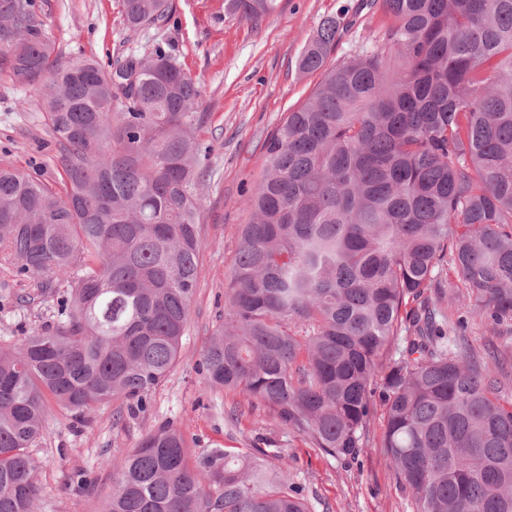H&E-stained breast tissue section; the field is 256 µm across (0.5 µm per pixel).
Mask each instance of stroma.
Wrapping results in <instances>:
<instances>
[{
    "instance_id": "35a3bbf8",
    "label": "stroma",
    "mask_w": 512,
    "mask_h": 512,
    "mask_svg": "<svg viewBox=\"0 0 512 512\" xmlns=\"http://www.w3.org/2000/svg\"><path fill=\"white\" fill-rule=\"evenodd\" d=\"M358 0H278L275 13L252 24L224 13V0H169L163 20L132 34L120 0H35L62 59L93 55L119 66L128 57L161 48L201 88L196 108L202 145L199 282L177 365L152 396L146 412L129 414L119 402L100 407L81 424L49 405L44 434L30 453L41 494L35 512H101L112 492V459L136 448L157 427L187 436L198 457L213 448H284L294 481L305 484L312 512H416L376 446L382 410L371 422L370 447L358 457L332 458L278 427L270 409L254 401L236 424L225 413L241 397L209 388L199 362L224 322V292L246 206L263 175V146L288 112L303 102L319 74L299 71L297 60L319 21ZM0 166L59 178L57 148L41 109L39 87L13 83L0 69ZM57 318L52 300L19 304L0 291V342L21 344Z\"/></svg>"
}]
</instances>
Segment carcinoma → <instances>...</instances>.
I'll list each match as a JSON object with an SVG mask.
<instances>
[{
	"label": "carcinoma",
	"mask_w": 512,
	"mask_h": 512,
	"mask_svg": "<svg viewBox=\"0 0 512 512\" xmlns=\"http://www.w3.org/2000/svg\"><path fill=\"white\" fill-rule=\"evenodd\" d=\"M135 33L168 0H121ZM277 0H224L253 24ZM388 18L330 66L350 6L298 59L320 73L264 148L210 387L260 400L333 458L368 443L416 512H512V381L469 321L512 316V0H382ZM0 67L42 90L58 187L0 167V288L58 319L0 345V512H33L28 449L50 397L81 421L141 412L174 367L198 287L200 87L159 49L117 69L61 60L34 0H0ZM66 290L58 291V283ZM190 460L171 426L112 461L104 512H310L282 449Z\"/></svg>",
	"instance_id": "obj_1"
}]
</instances>
